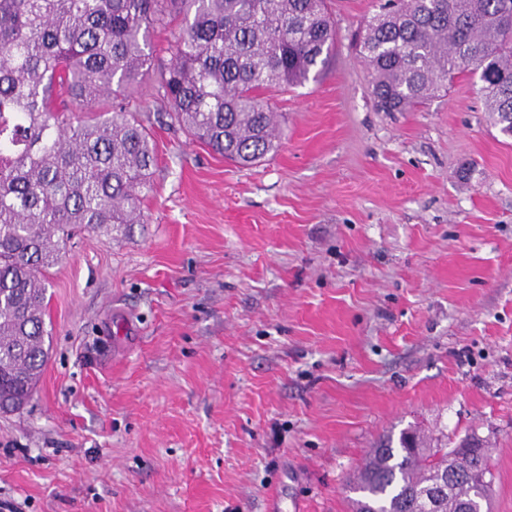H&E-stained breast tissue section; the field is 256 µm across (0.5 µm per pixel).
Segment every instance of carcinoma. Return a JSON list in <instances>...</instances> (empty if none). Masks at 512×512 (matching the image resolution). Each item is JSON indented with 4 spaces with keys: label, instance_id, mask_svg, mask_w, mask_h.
I'll return each instance as SVG.
<instances>
[{
    "label": "carcinoma",
    "instance_id": "1",
    "mask_svg": "<svg viewBox=\"0 0 512 512\" xmlns=\"http://www.w3.org/2000/svg\"><path fill=\"white\" fill-rule=\"evenodd\" d=\"M512 0H385L361 53L383 112H407L467 67L512 136ZM181 26L149 95L214 153L252 165L278 148L262 93L324 70L326 0H0V411L30 399L47 362L46 279L76 227L143 223L156 152L136 100L152 33ZM414 428L369 449L353 512H484L489 449Z\"/></svg>",
    "mask_w": 512,
    "mask_h": 512
}]
</instances>
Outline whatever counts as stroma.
<instances>
[{"label":"stroma","instance_id":"obj_1","mask_svg":"<svg viewBox=\"0 0 512 512\" xmlns=\"http://www.w3.org/2000/svg\"><path fill=\"white\" fill-rule=\"evenodd\" d=\"M323 74L264 94L280 148L252 166L168 126L144 223L75 233L46 272L48 359L0 412V512H348L384 435L492 448L512 512V137L479 72L378 111L328 0Z\"/></svg>","mask_w":512,"mask_h":512}]
</instances>
